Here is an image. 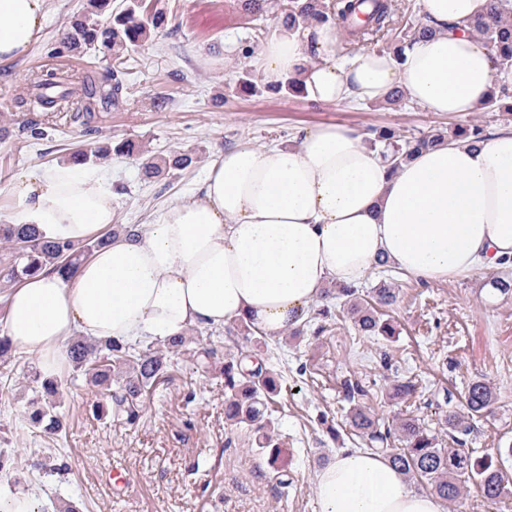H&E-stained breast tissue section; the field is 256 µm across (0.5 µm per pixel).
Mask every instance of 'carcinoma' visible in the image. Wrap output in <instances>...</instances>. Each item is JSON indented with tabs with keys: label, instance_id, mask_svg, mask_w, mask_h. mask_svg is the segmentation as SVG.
I'll return each mask as SVG.
<instances>
[{
	"label": "carcinoma",
	"instance_id": "obj_1",
	"mask_svg": "<svg viewBox=\"0 0 512 512\" xmlns=\"http://www.w3.org/2000/svg\"><path fill=\"white\" fill-rule=\"evenodd\" d=\"M110 0H87V6L72 23L66 33L67 45L72 50L93 51L118 64L123 63L132 48L156 37L165 26L166 19L159 11L150 12L141 0H130L124 10L110 12ZM244 14L253 21L267 19L270 0H240ZM289 30L304 27L316 21L331 22L345 29L349 42L368 44L387 39L393 53L401 56L407 44L418 36L434 32L426 19L412 20L406 17V7L393 0H288V5L275 16ZM491 52L496 69L512 68V0H488L485 14L471 23ZM83 97L73 108V119L92 115L101 107L106 109L119 103L122 84L117 81L108 89L96 85L92 71L83 73ZM69 76L50 72L37 76L31 83L32 90L43 109L56 112L70 102ZM512 112V89L495 88L481 106L483 112ZM485 136L484 129L476 123L459 125L452 130L436 129L420 136L405 137L396 129L385 127L376 132L370 142L381 149L391 168L396 170L416 153L443 143L448 138H475ZM112 146H96L87 151L77 149L69 154L71 163L82 165L90 159H107ZM112 235L99 238L93 244L61 243L47 241L33 225L0 224V244L3 259L0 260V281L12 283L40 271H57L71 274L77 265L94 248L110 242ZM491 281V287L502 294L512 293V272L509 265ZM397 292L391 285L381 283L371 289V298H364L361 286H338L324 291L323 302L311 307V314L300 326L292 328L291 335L301 336L315 320L328 318L331 308L347 315L361 336H383L391 339L398 335L393 321L378 315V308L396 302ZM236 333L250 344L263 340L260 331L244 319L236 320L227 327V333ZM184 339H173L161 347H141L117 342L113 339L87 341L77 337L68 347L73 367L90 376L92 383L105 391L106 405L126 415L130 423L140 418V398L154 384L165 378L176 365L175 356ZM224 361L225 414L236 424H245L258 437V447L268 454V464L280 474L279 484L288 488L290 480L284 472L278 439L271 431L267 418L268 405L280 393V378L273 367L248 351L236 357L221 359L213 347H201L196 351V362L210 368ZM41 398L29 414L30 422L43 428L48 439H53L66 429V421L60 412V384L55 377L38 376ZM347 398L354 403L347 419L358 431L366 449L388 458L394 468L407 480L425 485L440 500L462 506L464 486L472 482L478 486L481 496L491 503L512 494V481L493 463L491 457L478 459L464 448H440L437 440L419 420L403 415L388 423L360 402L356 397L365 390L357 382L345 383ZM495 398L489 383L472 382L465 394L466 411L450 408L443 412V424L448 433L465 434L469 420L475 416L490 414ZM398 441L401 448L391 447Z\"/></svg>",
	"mask_w": 512,
	"mask_h": 512
}]
</instances>
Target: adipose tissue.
I'll use <instances>...</instances> for the list:
<instances>
[{
  "label": "adipose tissue",
  "instance_id": "adipose-tissue-1",
  "mask_svg": "<svg viewBox=\"0 0 512 512\" xmlns=\"http://www.w3.org/2000/svg\"><path fill=\"white\" fill-rule=\"evenodd\" d=\"M487 0H422L434 33L402 57L362 49L342 59L339 31L276 28L254 50L263 84L296 77L317 104L382 102L396 87L427 111H478L512 68L494 69L470 22ZM47 0H0V63L44 37ZM11 223L51 241L82 243L113 224L106 166L56 165L18 174ZM387 260L434 283L512 261V131L450 139L391 170L379 149L339 124L297 144H242L208 170L198 197L95 249L68 278L43 271L8 297L5 332L56 374L74 336L145 345L247 319L279 336L301 322L329 283H360ZM318 512H444L381 455L343 449L315 474Z\"/></svg>",
  "mask_w": 512,
  "mask_h": 512
}]
</instances>
